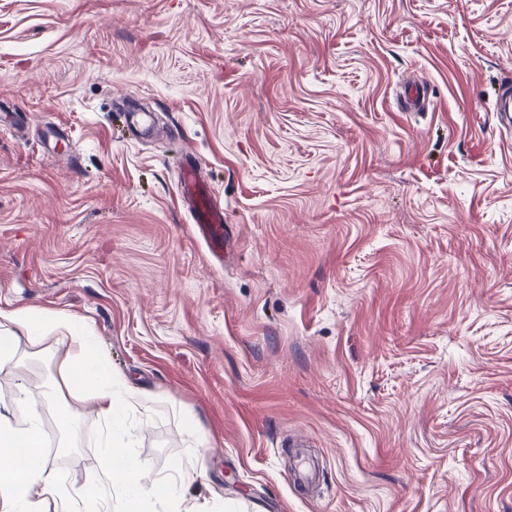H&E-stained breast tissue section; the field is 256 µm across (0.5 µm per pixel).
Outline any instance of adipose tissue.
Segmentation results:
<instances>
[{"label":"adipose tissue","mask_w":512,"mask_h":512,"mask_svg":"<svg viewBox=\"0 0 512 512\" xmlns=\"http://www.w3.org/2000/svg\"><path fill=\"white\" fill-rule=\"evenodd\" d=\"M50 331L60 332L66 345L64 382L72 396L94 398L105 422L98 464L101 484L80 490V497L93 501L101 491H108L115 498L116 512H143L149 500L173 499L181 473L150 475L147 465L125 452L122 444L129 415L152 410L159 400L129 385L113 369L86 321L67 313L45 318L25 310L0 312V367L12 362L18 342L40 343ZM13 405L24 420L14 423L0 418V512H43L44 503L63 497L64 491L40 450V412L25 408L18 395Z\"/></svg>","instance_id":"1"}]
</instances>
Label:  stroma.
<instances>
[{"label": "stroma", "mask_w": 512, "mask_h": 512, "mask_svg": "<svg viewBox=\"0 0 512 512\" xmlns=\"http://www.w3.org/2000/svg\"><path fill=\"white\" fill-rule=\"evenodd\" d=\"M410 80L427 109L399 111ZM511 80L512 0H0V311L88 322L163 402L129 453L186 467L200 512H512ZM64 352L20 342L0 388L96 512L103 422ZM179 195L190 214L196 237L203 240L210 253L224 252V202L201 180L195 163L186 159L179 177ZM47 404L50 411H53L56 419L65 430L66 437H73L78 432V425L73 419L67 405H59L55 402L53 394H47Z\"/></svg>", "instance_id": "35a3bbf8"}]
</instances>
